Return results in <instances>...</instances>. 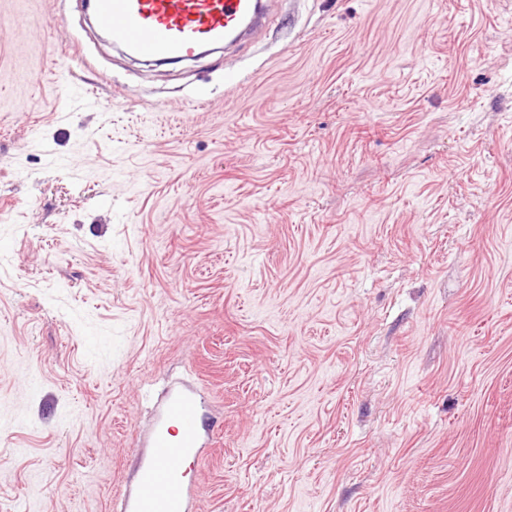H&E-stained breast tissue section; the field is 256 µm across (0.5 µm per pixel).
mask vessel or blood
Returning a JSON list of instances; mask_svg holds the SVG:
<instances>
[{
  "instance_id": "obj_1",
  "label": "vessel or blood",
  "mask_w": 512,
  "mask_h": 512,
  "mask_svg": "<svg viewBox=\"0 0 512 512\" xmlns=\"http://www.w3.org/2000/svg\"><path fill=\"white\" fill-rule=\"evenodd\" d=\"M97 26L129 55L177 63L199 50L235 43L261 22V0H88ZM208 427L202 398L170 394L141 461L132 493L115 512H192V481L183 468L197 458Z\"/></svg>"
}]
</instances>
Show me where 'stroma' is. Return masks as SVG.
<instances>
[{
  "instance_id": "stroma-1",
  "label": "stroma",
  "mask_w": 512,
  "mask_h": 512,
  "mask_svg": "<svg viewBox=\"0 0 512 512\" xmlns=\"http://www.w3.org/2000/svg\"><path fill=\"white\" fill-rule=\"evenodd\" d=\"M267 5L0 0V512H112L176 388L199 512H512V0ZM97 26L129 55L177 63L235 43L262 19L259 0H89Z\"/></svg>"
}]
</instances>
